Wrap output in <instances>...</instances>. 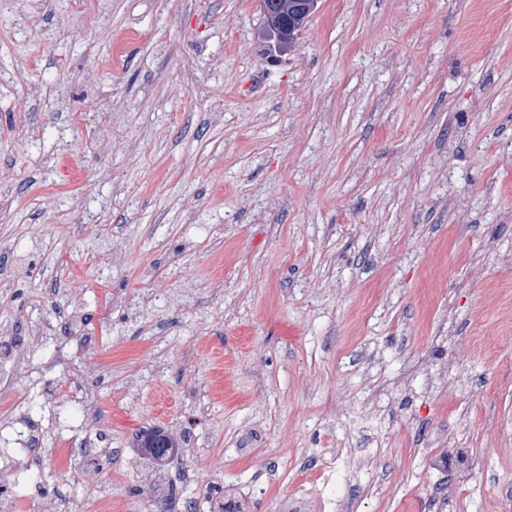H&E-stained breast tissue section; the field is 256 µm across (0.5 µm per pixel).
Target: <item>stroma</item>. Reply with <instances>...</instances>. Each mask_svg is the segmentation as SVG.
<instances>
[{
    "label": "stroma",
    "instance_id": "1",
    "mask_svg": "<svg viewBox=\"0 0 512 512\" xmlns=\"http://www.w3.org/2000/svg\"><path fill=\"white\" fill-rule=\"evenodd\" d=\"M263 29L0 0V512H151L187 468L194 512H512V0H318L279 57ZM156 429L188 438L163 466Z\"/></svg>",
    "mask_w": 512,
    "mask_h": 512
}]
</instances>
